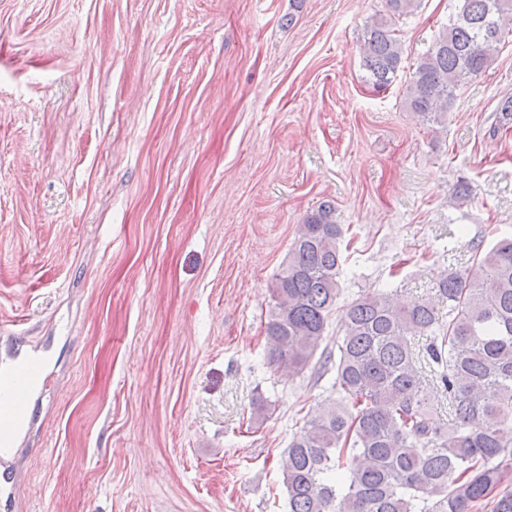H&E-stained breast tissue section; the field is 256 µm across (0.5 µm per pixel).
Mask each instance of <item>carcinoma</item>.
Instances as JSON below:
<instances>
[{"instance_id":"1","label":"carcinoma","mask_w":512,"mask_h":512,"mask_svg":"<svg viewBox=\"0 0 512 512\" xmlns=\"http://www.w3.org/2000/svg\"><path fill=\"white\" fill-rule=\"evenodd\" d=\"M460 2L405 86V104L433 124L512 35V0ZM420 6L386 0L366 22L362 66L374 89L396 78V21ZM341 242L329 201L297 226L270 288L272 365L301 373L313 363L340 294ZM435 294L448 313L429 299L402 307L386 291L347 306L346 333L324 357L331 394L284 451L288 512H473L490 500L492 512H512V237L441 274ZM429 376L448 394L446 420L423 395Z\"/></svg>"}]
</instances>
